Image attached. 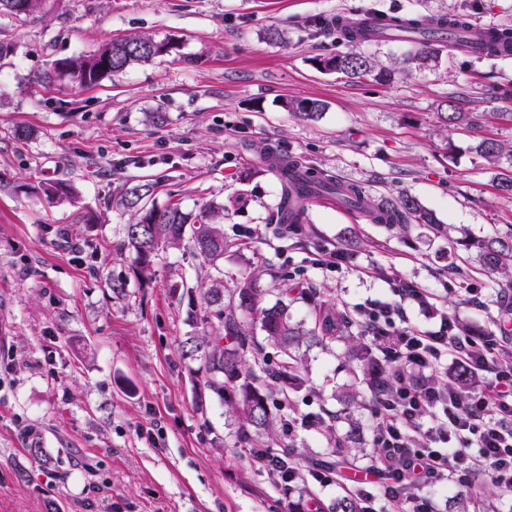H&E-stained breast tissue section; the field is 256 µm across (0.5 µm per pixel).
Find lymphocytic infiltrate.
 I'll list each match as a JSON object with an SVG mask.
<instances>
[{"label": "lymphocytic infiltrate", "instance_id": "lymphocytic-infiltrate-1", "mask_svg": "<svg viewBox=\"0 0 512 512\" xmlns=\"http://www.w3.org/2000/svg\"><path fill=\"white\" fill-rule=\"evenodd\" d=\"M390 299L370 298L354 309L370 344L394 368L375 409L372 446L393 482L382 487L387 512H433L429 500L402 504L394 484L406 479L440 483L460 465L488 474L512 490V328L500 335L461 334L455 315L440 316L437 330L410 324L408 305L423 300L414 282L396 280ZM481 373L478 389L459 390L437 370L444 356ZM432 424L413 445L410 428L423 418Z\"/></svg>", "mask_w": 512, "mask_h": 512}]
</instances>
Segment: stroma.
Wrapping results in <instances>:
<instances>
[{
  "label": "stroma",
  "instance_id": "35a3bbf8",
  "mask_svg": "<svg viewBox=\"0 0 512 512\" xmlns=\"http://www.w3.org/2000/svg\"><path fill=\"white\" fill-rule=\"evenodd\" d=\"M372 12L463 14L512 30V0H40L31 22L0 17V40L13 45L0 59V512H288L287 491L243 451L239 423L182 353L194 331L190 298L172 285H195L210 268L169 249L152 278L136 274L122 247L133 220L119 204L127 183L158 182L150 203L160 209L223 207L228 239L250 228L246 249L224 256V285L256 273L264 304L298 283L349 316L406 279L425 295L408 307L415 326L435 328L448 310L473 335L498 333L512 290L494 286L466 243L512 232V199L475 150L484 138L512 146L502 117L512 110V57L448 48L406 67L407 44L356 46L320 30ZM271 28L284 40L267 41ZM141 35L168 52L90 89L36 82L55 60ZM354 50L383 77L315 64ZM298 99L326 109L300 119L286 107ZM452 106L469 122H443ZM157 112L162 122H149ZM19 127L26 137H15ZM268 146L358 186L369 205L412 196L450 234L376 224L322 194L308 201L301 233L279 237L270 219L281 185L260 156ZM51 180L68 183L72 199L34 193ZM336 241L351 256L346 269L315 266L317 249ZM454 280L475 288L479 304ZM306 360L305 386L273 414L315 417L287 439L301 455L292 486L326 505L376 473L359 456L374 403L348 408L333 397L352 383L347 345L311 347ZM348 413L361 436L341 457L327 438L345 434ZM321 468L335 470V484L312 479ZM412 493L434 512H478L453 478Z\"/></svg>",
  "mask_w": 512,
  "mask_h": 512
}]
</instances>
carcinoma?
I'll return each instance as SVG.
<instances>
[{"label": "carcinoma", "instance_id": "carcinoma-1", "mask_svg": "<svg viewBox=\"0 0 512 512\" xmlns=\"http://www.w3.org/2000/svg\"><path fill=\"white\" fill-rule=\"evenodd\" d=\"M38 0H0V14L24 23L34 15ZM395 21L397 17L375 14L371 20L359 25L336 26L339 38L355 44L368 42L370 21ZM434 22L441 27H462L464 18L450 16L417 17L412 24L430 29ZM158 41L151 37H131L115 40L89 54L58 59L52 70L45 72L38 83L51 85L55 80L67 78L82 88L97 84L102 78L124 71L136 62L150 61L158 56ZM444 40L425 38L412 45L406 62L421 63L439 58ZM512 52V32L503 30L497 34V46L481 53L483 57H498L501 52ZM336 61V71L354 79L372 75L374 63L360 52L336 54L328 57ZM286 107L297 116L312 120L323 111V103L316 100H296ZM477 153L489 165L498 168L505 159L508 168L498 173V188L506 198H512V149L495 140L483 139L476 146ZM266 164L276 172L284 185V197L276 215L278 224L304 223V212H288V198H299L313 193H335L341 185L335 180L303 170L285 156L270 153ZM46 200L53 202L70 194L69 185L63 181L44 182L38 186ZM155 184L139 181L124 188L122 204L134 212L135 221L126 227L127 246L132 253V264L143 278L152 275L159 252L170 248H186L215 271L208 281L195 286L200 305L190 304L187 320L192 326L203 324L199 333L181 342L184 356L200 362L198 371L204 373V386L225 401L242 425L240 441L252 449L268 455L276 454L283 438L276 428L270 411L273 396L288 398V392L296 391L305 384L303 376L304 354L301 346L328 347L344 341L354 349V358L363 374L371 376V393L377 395L384 383L385 372L375 370L376 361L360 337L352 335L351 325L330 303L320 300L314 303L311 321L295 322L288 314V300L280 299L271 306L261 305L254 281L243 277L233 287H224V254L233 247L224 237V229L215 217L221 208L212 205L199 215L184 212L172 204L164 209L147 206L146 199ZM375 218L388 224H433L435 219L412 196H402L395 202H387L372 209ZM476 260L480 266L505 278L499 287L512 288V234L491 236L473 242ZM217 321L218 328L206 325ZM260 323L264 342L252 335L248 321ZM274 346L280 352L277 363L270 361L264 344ZM320 512H363L361 500L352 495L336 498L327 509Z\"/></svg>", "mask_w": 512, "mask_h": 512}]
</instances>
